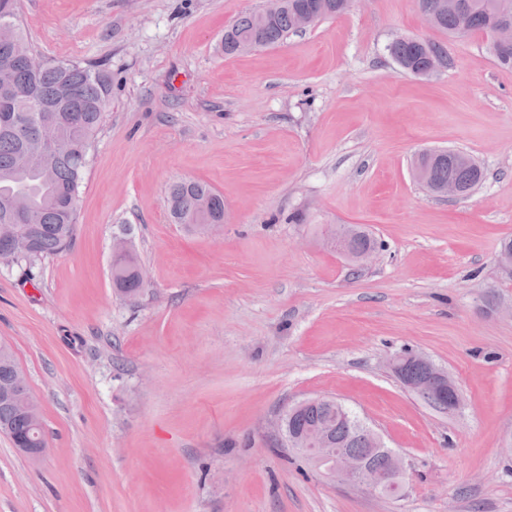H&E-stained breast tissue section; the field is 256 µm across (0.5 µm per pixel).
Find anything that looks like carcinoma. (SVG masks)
I'll return each instance as SVG.
<instances>
[{
    "instance_id": "obj_1",
    "label": "carcinoma",
    "mask_w": 512,
    "mask_h": 512,
    "mask_svg": "<svg viewBox=\"0 0 512 512\" xmlns=\"http://www.w3.org/2000/svg\"><path fill=\"white\" fill-rule=\"evenodd\" d=\"M459 7H448V0H415V6H429L435 15L434 29L450 39L460 37L461 11L469 15L467 35L486 34L503 21L512 22V0H457ZM350 0H281L279 8L270 15L263 27L260 13L238 18L224 30V54L242 52L241 45L254 42L256 47H271L297 32V13L308 7L323 20L343 14ZM12 22L14 32L25 39L19 17V0H0V21ZM487 50L502 67L512 69V46L488 44ZM388 52L396 63L412 74L427 68L433 58L448 60V45L441 41L408 37L393 41ZM112 91L109 73L103 69L82 66L73 62H47L44 68L30 72L23 63L13 62L8 70H0V223L24 220L9 208L17 196L25 198L39 215L31 225L33 238L31 259L57 255L72 243L77 230L78 189L88 162L89 151L100 132L105 108ZM38 95L52 109H63L69 122V142L51 155L37 150L39 131L29 129L14 134L4 128V118L26 106L29 95ZM414 164L422 167L435 185L455 182L473 189L484 179V170L476 161L464 163L452 150L421 154ZM166 206L176 224L196 227L198 224L224 223V198L204 182L185 180L173 184L166 197ZM139 262L129 252L112 263L111 278L115 290L126 300L137 299L143 287L139 278ZM17 366L10 352L0 354V385L10 384ZM349 409L336 406L310 405L290 407L281 416L287 434L304 441L309 434L323 426L332 430L339 448H349L369 460L377 468L388 467V456L373 447L366 438L352 429L344 415ZM13 435L18 448L44 446L42 429L32 426L13 401L0 400V428Z\"/></svg>"
}]
</instances>
